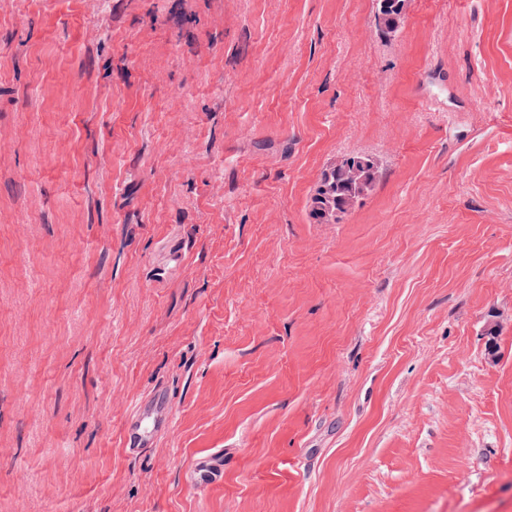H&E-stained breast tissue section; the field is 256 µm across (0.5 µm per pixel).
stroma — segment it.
Masks as SVG:
<instances>
[{
    "instance_id": "1",
    "label": "stroma",
    "mask_w": 512,
    "mask_h": 512,
    "mask_svg": "<svg viewBox=\"0 0 512 512\" xmlns=\"http://www.w3.org/2000/svg\"><path fill=\"white\" fill-rule=\"evenodd\" d=\"M375 11L0 0V512H512V0ZM376 26L387 34L397 33L403 24L409 0H377ZM367 156H347L323 172L311 202L312 215L317 222L339 223L363 197L374 190L379 168L375 163L364 166L360 162L371 161ZM169 425L167 392L163 387L140 402L124 425V448L129 455L151 444Z\"/></svg>"
}]
</instances>
